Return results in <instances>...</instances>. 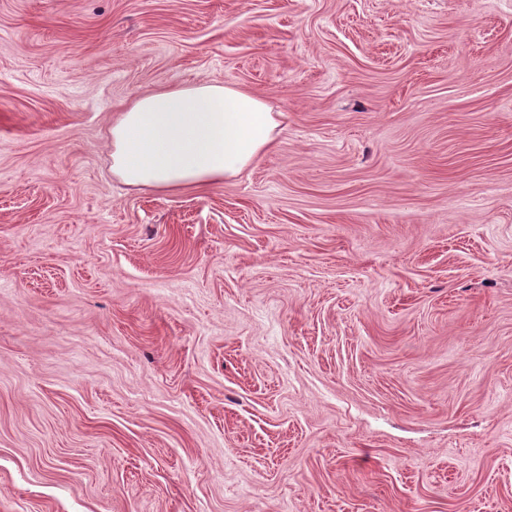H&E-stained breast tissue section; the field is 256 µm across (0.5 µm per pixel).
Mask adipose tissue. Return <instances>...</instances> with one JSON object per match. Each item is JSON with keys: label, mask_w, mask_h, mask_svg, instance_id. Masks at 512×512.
<instances>
[{"label": "adipose tissue", "mask_w": 512, "mask_h": 512, "mask_svg": "<svg viewBox=\"0 0 512 512\" xmlns=\"http://www.w3.org/2000/svg\"><path fill=\"white\" fill-rule=\"evenodd\" d=\"M280 113L249 90L201 82L133 97L112 120V173L160 193L235 179L275 149Z\"/></svg>", "instance_id": "obj_1"}]
</instances>
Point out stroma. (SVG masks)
<instances>
[{
    "label": "stroma",
    "mask_w": 512,
    "mask_h": 512,
    "mask_svg": "<svg viewBox=\"0 0 512 512\" xmlns=\"http://www.w3.org/2000/svg\"><path fill=\"white\" fill-rule=\"evenodd\" d=\"M211 81L273 152L113 177ZM0 512H512V0H0ZM282 116L232 84L138 94L112 119V174L127 186L160 193L238 178L275 149Z\"/></svg>",
    "instance_id": "stroma-1"
}]
</instances>
